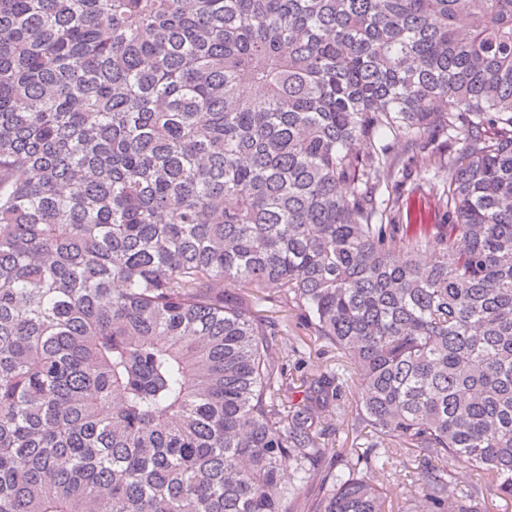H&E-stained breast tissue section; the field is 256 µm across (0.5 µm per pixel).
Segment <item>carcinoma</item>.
Segmentation results:
<instances>
[{
    "label": "carcinoma",
    "mask_w": 512,
    "mask_h": 512,
    "mask_svg": "<svg viewBox=\"0 0 512 512\" xmlns=\"http://www.w3.org/2000/svg\"><path fill=\"white\" fill-rule=\"evenodd\" d=\"M385 454L512 499V0H0V512H385ZM402 145L395 144L393 152L398 159V173L387 183L380 177L382 209L396 224H439L445 205L444 187L448 185V169L426 171L402 154ZM287 312H279L273 314L280 318L283 324H288V332H284L282 336H278L279 341L283 342L286 357L285 360L288 366V373H292L294 377L310 376L315 373L319 368L326 364H333L335 361L336 352L328 347H321V344L313 345L309 341L307 346L300 348V353L296 355H288L289 345L295 341L298 336H304L299 330H294L295 318L289 317L292 312H288V317L285 316ZM293 329V330H291ZM281 337V338H280ZM321 352V354H319ZM358 400V393L354 385L349 388H346V394L343 397L341 402V407L331 418V423L334 427L339 428V432L336 434V437L332 436V439L328 441L326 440V452L329 455L335 453H346L349 451V448H356V443H363L364 440H354L355 434L352 435V431L350 428V420L348 421V411L351 409V406H355L356 401ZM349 406V408H348ZM349 425V430H348ZM353 444V445H352ZM347 448V450H346ZM357 451H351L347 457H356L358 453L363 451V448H356Z\"/></svg>",
    "instance_id": "carcinoma-1"
}]
</instances>
